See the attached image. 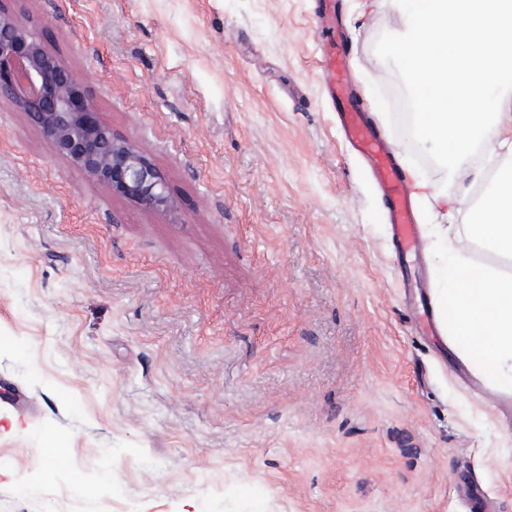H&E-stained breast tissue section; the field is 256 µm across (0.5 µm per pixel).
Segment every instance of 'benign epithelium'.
Returning a JSON list of instances; mask_svg holds the SVG:
<instances>
[{"instance_id":"7a95c632","label":"benign epithelium","mask_w":512,"mask_h":512,"mask_svg":"<svg viewBox=\"0 0 512 512\" xmlns=\"http://www.w3.org/2000/svg\"><path fill=\"white\" fill-rule=\"evenodd\" d=\"M43 130L54 151L113 193L146 209L172 204L145 155L113 136L66 62L0 4V97Z\"/></svg>"}]
</instances>
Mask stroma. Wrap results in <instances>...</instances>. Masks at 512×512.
<instances>
[{
    "label": "stroma",
    "instance_id": "obj_1",
    "mask_svg": "<svg viewBox=\"0 0 512 512\" xmlns=\"http://www.w3.org/2000/svg\"><path fill=\"white\" fill-rule=\"evenodd\" d=\"M318 0H6L173 206L113 195L0 98V512H512V421L411 327L398 262L320 80ZM341 0L401 167L392 9Z\"/></svg>",
    "mask_w": 512,
    "mask_h": 512
}]
</instances>
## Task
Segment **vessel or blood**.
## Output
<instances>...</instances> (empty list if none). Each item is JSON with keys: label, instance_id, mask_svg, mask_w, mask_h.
Returning <instances> with one entry per match:
<instances>
[{"label": "vessel or blood", "instance_id": "vessel-or-blood-1", "mask_svg": "<svg viewBox=\"0 0 512 512\" xmlns=\"http://www.w3.org/2000/svg\"><path fill=\"white\" fill-rule=\"evenodd\" d=\"M320 25L329 32L320 43L322 81L338 106L346 139L367 160L382 191L398 251L410 252L417 244L419 229L405 193L403 174L386 142L367 121L362 104L349 91L335 0H323Z\"/></svg>", "mask_w": 512, "mask_h": 512}]
</instances>
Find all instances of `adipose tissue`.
Instances as JSON below:
<instances>
[{
    "mask_svg": "<svg viewBox=\"0 0 512 512\" xmlns=\"http://www.w3.org/2000/svg\"><path fill=\"white\" fill-rule=\"evenodd\" d=\"M390 4L404 33L388 42L419 106L414 131L435 144L478 199L410 171L432 223L433 300L451 350L493 393L512 395V272L474 259L476 248L512 260V0H363Z\"/></svg>",
    "mask_w": 512,
    "mask_h": 512,
    "instance_id": "ef3b65f1",
    "label": "adipose tissue"
}]
</instances>
